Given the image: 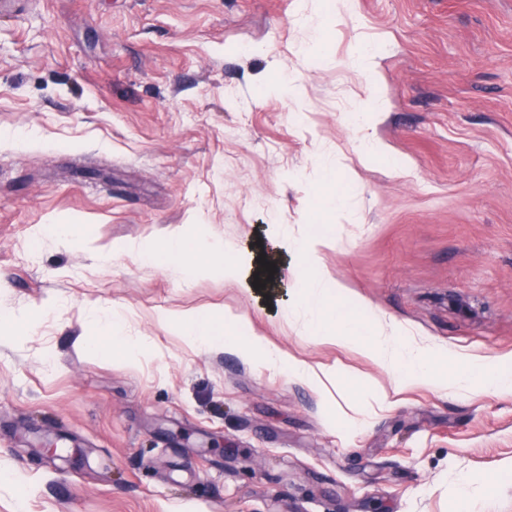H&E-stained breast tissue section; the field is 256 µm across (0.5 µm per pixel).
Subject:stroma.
I'll return each instance as SVG.
<instances>
[{"instance_id":"35a3bbf8","label":"stroma","mask_w":512,"mask_h":512,"mask_svg":"<svg viewBox=\"0 0 512 512\" xmlns=\"http://www.w3.org/2000/svg\"><path fill=\"white\" fill-rule=\"evenodd\" d=\"M0 0V312L59 307L0 340V512H512V396L400 383L309 335L287 288L188 279L124 251L190 230L239 249L307 234L317 162L351 185L322 260L409 336L512 355V0ZM380 49L374 75L357 44ZM297 93L279 91V83ZM400 168L360 151L352 111ZM81 224L83 244L42 236ZM123 313L139 360L83 344ZM221 310L336 379L315 388L202 350L158 311ZM49 437L66 458L28 452Z\"/></svg>"}]
</instances>
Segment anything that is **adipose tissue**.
Masks as SVG:
<instances>
[{"instance_id": "ef3b65f1", "label": "adipose tissue", "mask_w": 512, "mask_h": 512, "mask_svg": "<svg viewBox=\"0 0 512 512\" xmlns=\"http://www.w3.org/2000/svg\"><path fill=\"white\" fill-rule=\"evenodd\" d=\"M130 251L150 264L162 266L178 277H192L204 272L218 273L226 280L246 286L257 264L255 253L224 247L217 242L174 234L168 238L147 239L130 244ZM94 327L107 335L108 344L87 340L86 346L102 357L121 351L138 357L146 347L143 339L122 335L112 308L93 304L88 308ZM160 323L175 328L194 345L205 349H229L246 360H262L288 371L294 377L315 387L321 386V375L311 366L296 362L286 353L271 347L264 337L255 335L244 318H229L218 311L163 312Z\"/></svg>"}]
</instances>
